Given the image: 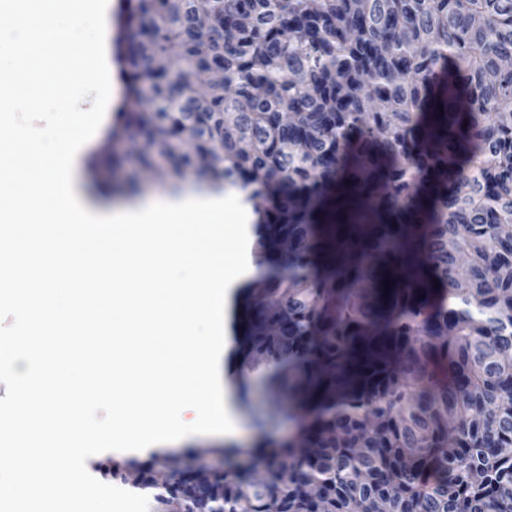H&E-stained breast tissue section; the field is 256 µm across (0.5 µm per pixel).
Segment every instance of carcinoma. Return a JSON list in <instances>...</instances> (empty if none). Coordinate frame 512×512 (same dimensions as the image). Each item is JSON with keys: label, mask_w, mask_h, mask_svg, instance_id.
Wrapping results in <instances>:
<instances>
[{"label": "carcinoma", "mask_w": 512, "mask_h": 512, "mask_svg": "<svg viewBox=\"0 0 512 512\" xmlns=\"http://www.w3.org/2000/svg\"><path fill=\"white\" fill-rule=\"evenodd\" d=\"M115 45L147 107L110 136L261 225L240 348L297 431L267 436L277 396L250 446L187 449L266 473L214 470L224 512H372L395 485L391 512H512V0H124ZM159 463L151 512L194 470L134 463L143 490Z\"/></svg>", "instance_id": "1"}]
</instances>
